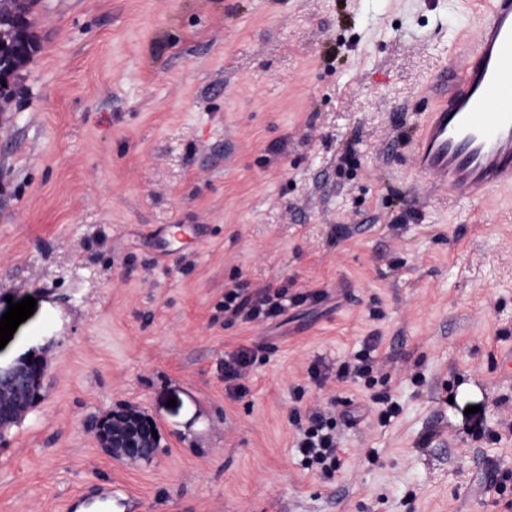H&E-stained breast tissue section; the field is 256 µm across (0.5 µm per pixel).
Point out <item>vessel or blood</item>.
Returning <instances> with one entry per match:
<instances>
[{
	"label": "vessel or blood",
	"instance_id": "obj_1",
	"mask_svg": "<svg viewBox=\"0 0 512 512\" xmlns=\"http://www.w3.org/2000/svg\"><path fill=\"white\" fill-rule=\"evenodd\" d=\"M458 87L422 123L412 153L416 175L449 196L478 201L512 188V0H488L478 35L463 52ZM125 510L120 488L75 497L69 512Z\"/></svg>",
	"mask_w": 512,
	"mask_h": 512
}]
</instances>
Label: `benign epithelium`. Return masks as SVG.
Masks as SVG:
<instances>
[{"instance_id": "benign-epithelium-1", "label": "benign epithelium", "mask_w": 512, "mask_h": 512, "mask_svg": "<svg viewBox=\"0 0 512 512\" xmlns=\"http://www.w3.org/2000/svg\"><path fill=\"white\" fill-rule=\"evenodd\" d=\"M47 370V360L39 355L0 367V433L20 422L32 408L30 402L39 399ZM152 430L154 426L147 419L132 425L124 414L108 412L98 421L96 437L111 456L135 462L155 454L157 439Z\"/></svg>"}]
</instances>
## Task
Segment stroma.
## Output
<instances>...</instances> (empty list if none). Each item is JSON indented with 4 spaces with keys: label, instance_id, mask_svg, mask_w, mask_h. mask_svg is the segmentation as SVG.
Returning a JSON list of instances; mask_svg holds the SVG:
<instances>
[{
    "label": "stroma",
    "instance_id": "obj_1",
    "mask_svg": "<svg viewBox=\"0 0 512 512\" xmlns=\"http://www.w3.org/2000/svg\"><path fill=\"white\" fill-rule=\"evenodd\" d=\"M477 9L40 0L0 112V315L36 310L0 366L39 353L49 374L0 439V512L104 483L139 512H512V191L449 197L411 154ZM236 283L293 301L230 321ZM371 338L369 380L310 381ZM242 347L259 354L235 399ZM129 408L157 427L151 460L95 438ZM295 408L334 418L331 478L298 455ZM254 362L255 351L248 348H241L224 359V383L230 396L239 398L245 395L247 388L242 381Z\"/></svg>",
    "mask_w": 512,
    "mask_h": 512
}]
</instances>
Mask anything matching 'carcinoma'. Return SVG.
<instances>
[{
  "label": "carcinoma",
  "mask_w": 512,
  "mask_h": 512,
  "mask_svg": "<svg viewBox=\"0 0 512 512\" xmlns=\"http://www.w3.org/2000/svg\"><path fill=\"white\" fill-rule=\"evenodd\" d=\"M38 0H0V19L12 30V38L3 55L10 70L25 67L39 48L35 33Z\"/></svg>",
  "instance_id": "cac0c4a2"
}]
</instances>
